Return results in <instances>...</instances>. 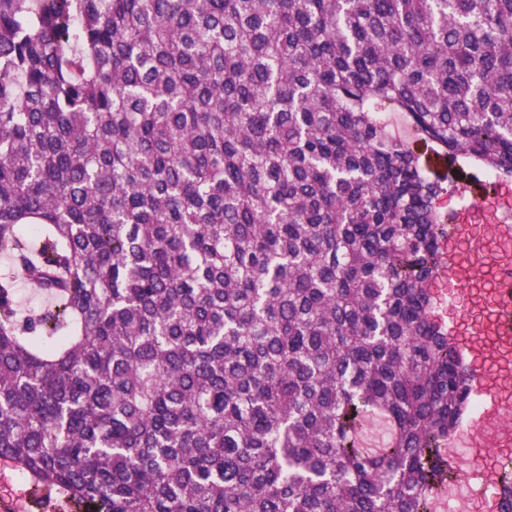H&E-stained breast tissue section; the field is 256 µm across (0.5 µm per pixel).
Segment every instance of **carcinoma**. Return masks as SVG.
Segmentation results:
<instances>
[{"label":"carcinoma","instance_id":"obj_1","mask_svg":"<svg viewBox=\"0 0 512 512\" xmlns=\"http://www.w3.org/2000/svg\"><path fill=\"white\" fill-rule=\"evenodd\" d=\"M420 144L512 182V0H0V462L86 512H436L472 369ZM444 263L454 267L458 263V256L448 257ZM444 270L442 277L437 281L435 292L441 298L443 312H446L448 323L457 325L465 312L466 285L459 282L456 271ZM17 295L22 314L29 313L30 311H38L49 303L47 295L30 288L22 280L18 281Z\"/></svg>","mask_w":512,"mask_h":512}]
</instances>
